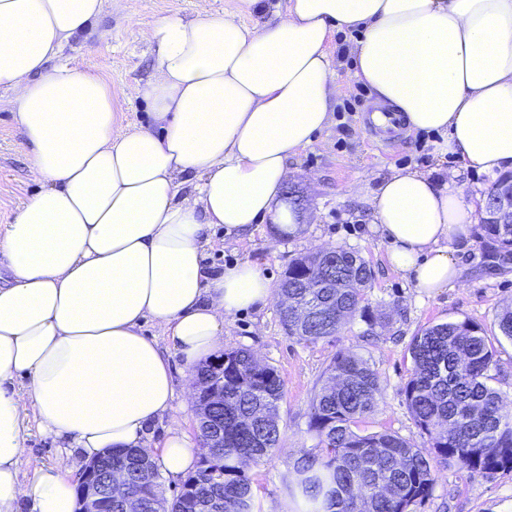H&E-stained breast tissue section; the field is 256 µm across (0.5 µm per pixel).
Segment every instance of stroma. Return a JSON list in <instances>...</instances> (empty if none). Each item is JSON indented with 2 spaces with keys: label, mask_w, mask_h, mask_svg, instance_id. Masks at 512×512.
I'll return each mask as SVG.
<instances>
[{
  "label": "stroma",
  "mask_w": 512,
  "mask_h": 512,
  "mask_svg": "<svg viewBox=\"0 0 512 512\" xmlns=\"http://www.w3.org/2000/svg\"><path fill=\"white\" fill-rule=\"evenodd\" d=\"M226 4L227 0H104L99 25L109 30V38L70 41L59 61L96 73L111 85L116 129L148 125L150 109L137 95L138 85L151 74L148 28L165 16L216 12ZM357 38L351 31L337 32L331 45L336 61L331 123L289 162L284 191L299 215V234H278L270 224L254 225L240 235L225 234L220 225L209 232L208 266L220 269L249 260L275 285L292 259L323 247L359 252L373 273L365 292V313L348 319L333 336L312 342L289 335L275 303L261 311L235 313L224 323L225 348L251 350L274 366L284 383L279 446L247 470L256 495L255 512H296L285 481L303 450L317 444L309 429L313 399L337 353L357 354L379 376V403L359 425L367 433L389 432L426 446L427 439L408 409L404 388L412 372L409 346L413 336L437 323L468 319L484 329L495 348L489 384L512 403V340L495 325L497 313L512 305V262L487 257L482 226L477 223L470 227L456 287L431 295L417 292L388 265L387 243L372 231L364 202L385 177L405 167L432 171L439 177L460 169L459 184L467 197L488 194L497 178L461 169L455 155L437 154L435 144L443 139L437 132L406 126L391 144L372 147L364 118L374 107L375 97L354 75L351 50ZM20 139L11 94L0 89V234L37 189L29 161L19 150ZM150 431L149 452L154 456L173 432L197 444L193 402L177 405L175 411L156 420ZM21 434L26 448L20 466L24 478L47 466L61 468L70 480L82 470L79 450L64 447L33 417L24 418ZM411 512H512V470L471 476L454 467L440 469L431 495L412 506Z\"/></svg>",
  "instance_id": "obj_1"
}]
</instances>
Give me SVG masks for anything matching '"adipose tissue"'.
<instances>
[{
	"mask_svg": "<svg viewBox=\"0 0 512 512\" xmlns=\"http://www.w3.org/2000/svg\"><path fill=\"white\" fill-rule=\"evenodd\" d=\"M103 0H0V87L12 94L38 190L0 235V512H76L56 467L21 480L23 415L79 449L143 448L173 409V363L221 349L224 321L264 309L274 287L248 260L210 271L212 226L271 222L298 233L281 199L288 160L328 125L337 31L357 32L355 75L440 153L487 174L512 170V0H227L147 32L152 74L137 89L152 122L116 133L112 89L56 64L65 42L106 31ZM262 14L253 26L244 12ZM458 171H394L367 198L390 267L428 294L454 287L485 199ZM161 338L143 333L146 321ZM27 379L30 405L15 385ZM157 463L196 468L180 434Z\"/></svg>",
	"mask_w": 512,
	"mask_h": 512,
	"instance_id": "adipose-tissue-1",
	"label": "adipose tissue"
}]
</instances>
